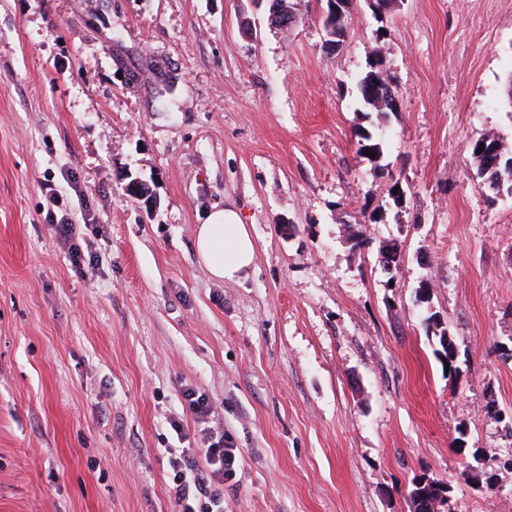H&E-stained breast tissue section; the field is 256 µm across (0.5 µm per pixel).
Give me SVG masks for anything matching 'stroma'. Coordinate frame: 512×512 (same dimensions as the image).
Instances as JSON below:
<instances>
[{
    "label": "stroma",
    "mask_w": 512,
    "mask_h": 512,
    "mask_svg": "<svg viewBox=\"0 0 512 512\" xmlns=\"http://www.w3.org/2000/svg\"><path fill=\"white\" fill-rule=\"evenodd\" d=\"M373 63L382 116L355 103ZM486 135L512 156V0H354L335 51L317 0L285 30L266 0H0V512H175L188 387L239 450L224 512H413L422 476L439 512H512V199L479 187ZM216 208L255 243L236 282L194 253ZM491 146H495L499 150V154L502 158V151H501V145L500 143L494 139V138H484L482 140L477 139L471 146L472 148V154L475 156V158L478 161V171H479V177L481 178V183L479 186L488 191L492 194V184L487 182L488 174H487V162H488V156H487V150ZM480 147H483V151H480ZM79 225L72 224L70 218H65L60 224H53L52 229L60 241L68 245V254L71 265L76 270H82L85 263V254L80 243L81 232L77 227ZM447 489L448 488L446 486H443L438 482L424 481L422 479L419 481H415L413 483V488L410 493L411 502L412 505L414 506V511L420 512L416 510L417 498L422 497L430 500L441 501L443 498L446 497L445 494L448 492Z\"/></svg>",
    "instance_id": "stroma-1"
}]
</instances>
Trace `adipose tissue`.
Returning <instances> with one entry per match:
<instances>
[{"mask_svg": "<svg viewBox=\"0 0 512 512\" xmlns=\"http://www.w3.org/2000/svg\"><path fill=\"white\" fill-rule=\"evenodd\" d=\"M200 264L216 281H235L251 266L254 240L247 225L230 208L209 212L195 237Z\"/></svg>", "mask_w": 512, "mask_h": 512, "instance_id": "1", "label": "adipose tissue"}]
</instances>
